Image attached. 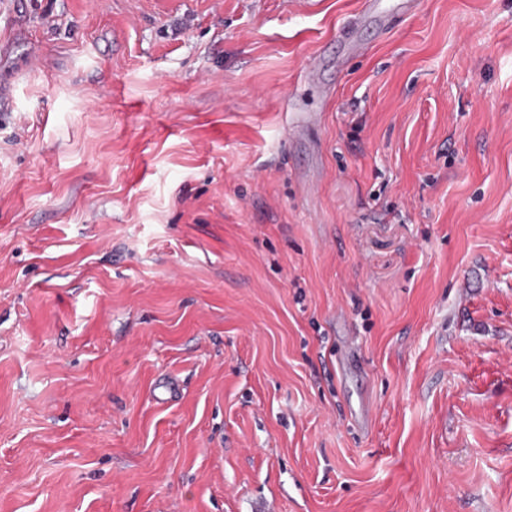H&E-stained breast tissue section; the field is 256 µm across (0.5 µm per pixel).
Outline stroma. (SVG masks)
<instances>
[{"label": "stroma", "mask_w": 512, "mask_h": 512, "mask_svg": "<svg viewBox=\"0 0 512 512\" xmlns=\"http://www.w3.org/2000/svg\"><path fill=\"white\" fill-rule=\"evenodd\" d=\"M360 8L0 0V512H512V0ZM361 16L358 15L357 20L350 22L344 27L343 32L339 35V41L342 47V55L337 58H349L352 56L362 55L365 52V46L359 41L357 37V28L360 23Z\"/></svg>", "instance_id": "35a3bbf8"}]
</instances>
